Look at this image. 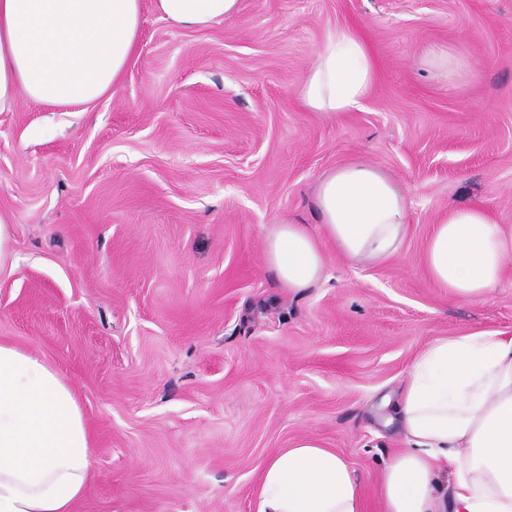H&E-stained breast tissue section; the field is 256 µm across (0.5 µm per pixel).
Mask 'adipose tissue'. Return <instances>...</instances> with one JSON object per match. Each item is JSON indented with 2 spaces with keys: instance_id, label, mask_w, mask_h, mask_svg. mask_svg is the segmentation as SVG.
<instances>
[{
  "instance_id": "1",
  "label": "adipose tissue",
  "mask_w": 512,
  "mask_h": 512,
  "mask_svg": "<svg viewBox=\"0 0 512 512\" xmlns=\"http://www.w3.org/2000/svg\"><path fill=\"white\" fill-rule=\"evenodd\" d=\"M161 16L201 29L239 0H154ZM142 0H0V112L18 97L90 105L134 60ZM375 61L359 35L329 32L300 85L304 106L332 118L361 109ZM319 232L274 225L265 255L282 287L318 282L326 238L355 265L399 255L411 202L379 165L345 162L315 187ZM431 279L463 301H484L512 261V234L479 207H449L427 240ZM406 451L381 479L384 512H512V336L477 331L434 341L413 361L397 403ZM76 397L44 360L0 343V512H72L91 467ZM257 512H362L355 470L303 439L274 453Z\"/></svg>"
}]
</instances>
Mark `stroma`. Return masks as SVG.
I'll list each match as a JSON object with an SVG mask.
<instances>
[{"mask_svg": "<svg viewBox=\"0 0 512 512\" xmlns=\"http://www.w3.org/2000/svg\"><path fill=\"white\" fill-rule=\"evenodd\" d=\"M377 63L362 110L326 120L298 89L327 32ZM462 56L453 82L427 48ZM381 166L411 200L399 257L282 288L264 240L317 228V180ZM512 232V0H240L185 30L143 0L139 57L91 110L25 98L0 112V342L73 388L91 445L74 512H257L277 449L312 439L354 468L363 512L407 443L380 421L430 343L512 335V264L490 300L435 287L427 239L449 206Z\"/></svg>", "mask_w": 512, "mask_h": 512, "instance_id": "35a3bbf8", "label": "stroma"}]
</instances>
